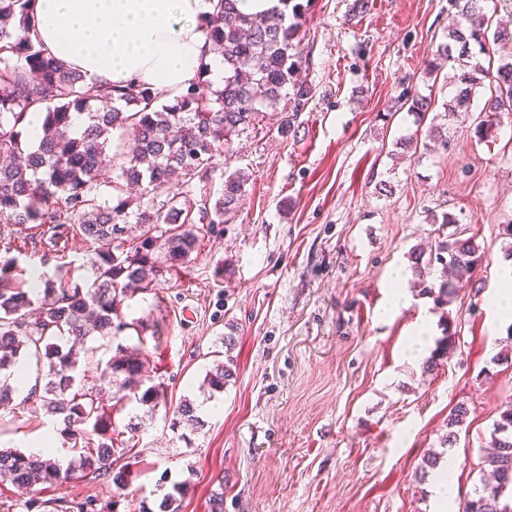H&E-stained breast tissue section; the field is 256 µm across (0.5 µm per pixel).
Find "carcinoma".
<instances>
[{
  "label": "carcinoma",
  "instance_id": "cac0c4a2",
  "mask_svg": "<svg viewBox=\"0 0 512 512\" xmlns=\"http://www.w3.org/2000/svg\"><path fill=\"white\" fill-rule=\"evenodd\" d=\"M32 0H0V159L22 153L21 128L31 111L43 115L40 142L27 153L24 165L0 164V223L12 224L19 237L45 235L55 251L62 237L60 226L69 224L93 245L89 264L93 279L73 281L65 275L54 279L24 272L19 259L7 246L0 251V405L16 391V366L20 358L35 364L37 386L31 397L52 416L61 419L64 433L72 439L94 434L97 441L80 456L79 468L88 473L113 472L112 482L124 487L133 480L124 464L114 468V435L110 411L98 395L81 384L75 351L94 332L116 336L136 327L160 335L164 320L127 322L124 299L158 288V278L175 263L199 253L214 225L230 220L245 195L248 177L239 171L224 176L219 198L211 207L197 206L188 198L193 180H208L217 168L216 159L233 137L259 123L263 110L276 107L288 86H293L289 110L279 129L295 132L294 123L310 99L311 88L297 84L302 57L294 52V40L302 21V4L280 0L281 7L260 14L236 9V0H219L217 10L206 20L212 51L224 61V86L213 88L209 63L200 61L198 81L171 103H159L158 92L142 84L124 88L92 89L81 75L60 66L38 44L30 4ZM482 0H448L457 24L448 29V42L438 47V61L427 73L450 64L456 71L455 94L445 111H471L476 89L489 82L490 96L474 116L477 132L484 134L500 123L501 114L512 112V29L492 27V17ZM492 40L499 54L496 70L486 68L471 44L486 47ZM408 109L424 119L432 99L414 93L406 99ZM83 120L75 134L74 120ZM129 130L133 138L126 151L107 152L110 135ZM117 168L108 181L110 191H101L102 172ZM175 178L179 188L160 200L151 189ZM147 184L138 202L124 197L123 184ZM138 229L137 238L125 244L128 225ZM441 265L439 282L426 284L432 262ZM483 261V251L474 238L459 236L438 243L434 257L418 252L412 265L413 283L433 297L437 309L448 306L457 284L469 277ZM429 368L455 344L456 333L445 324ZM234 361L216 363L202 385L212 393L224 392L233 377ZM112 382L115 405L136 400L156 407L164 390L148 381L147 360L138 350L118 349L101 369ZM468 414L463 404L448 415V433L443 444L457 440L456 428ZM175 426L202 427L193 401L184 399L176 411ZM484 464L492 476L475 492L465 512H512L501 504L512 488V403L496 421L491 452ZM56 460L0 448V483L8 482L21 493L60 479Z\"/></svg>",
  "mask_w": 512,
  "mask_h": 512
}]
</instances>
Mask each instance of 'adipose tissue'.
Segmentation results:
<instances>
[{
    "label": "adipose tissue",
    "mask_w": 512,
    "mask_h": 512,
    "mask_svg": "<svg viewBox=\"0 0 512 512\" xmlns=\"http://www.w3.org/2000/svg\"><path fill=\"white\" fill-rule=\"evenodd\" d=\"M36 40L92 87L148 83L175 98L209 57L214 87L224 65L205 20L213 0H33Z\"/></svg>",
    "instance_id": "obj_1"
}]
</instances>
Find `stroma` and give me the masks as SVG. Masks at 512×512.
Returning <instances> with one entry per match:
<instances>
[{"mask_svg": "<svg viewBox=\"0 0 512 512\" xmlns=\"http://www.w3.org/2000/svg\"><path fill=\"white\" fill-rule=\"evenodd\" d=\"M448 0H311L295 41L311 98L296 136L277 131L268 111L238 137L200 200L216 194L222 172L249 181L235 215L205 238L196 258L166 274L157 292L126 299L127 319L164 317L160 340L135 331L90 336L87 349L108 360L117 346H143L153 383L167 398L113 412L137 426L120 456L136 477L117 488L107 474H76L32 495L0 485V512H27L28 499L51 512L93 503L95 512L158 507L174 486L180 512H208L214 490L224 512H438L432 479H420L431 452L454 463L462 512L481 487L493 424L512 401V324L491 300L502 287L512 245V117L480 135L470 117L448 118L447 151L402 158L397 142L418 122L403 102L419 93L440 113L452 71L426 68L446 40ZM387 181L391 194L379 191ZM456 221L442 223L443 214ZM475 237L485 258L446 311L397 273L411 255L450 235ZM0 242L18 247L27 270L46 278L67 269L91 277L90 246L63 239L64 259L38 241L20 242L0 224ZM403 288L409 304L387 312ZM434 323L411 352L419 316ZM458 337L447 359L428 369L443 316ZM234 333L233 379L222 393L201 387L220 336ZM212 402L197 431L174 428L181 399ZM469 415L453 447L441 439L457 404ZM39 403L18 392L0 407V446L24 449L44 426Z\"/></svg>", "mask_w": 512, "mask_h": 512, "instance_id": "obj_1", "label": "stroma"}]
</instances>
